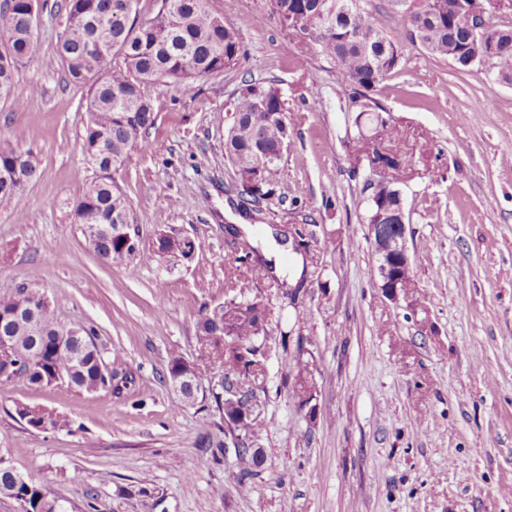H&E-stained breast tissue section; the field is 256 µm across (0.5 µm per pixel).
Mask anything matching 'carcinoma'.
<instances>
[{
	"label": "carcinoma",
	"instance_id": "carcinoma-1",
	"mask_svg": "<svg viewBox=\"0 0 512 512\" xmlns=\"http://www.w3.org/2000/svg\"><path fill=\"white\" fill-rule=\"evenodd\" d=\"M363 0H273L275 13L283 20L295 16L300 30L309 37L313 51L336 66L343 85L349 88L347 108L368 115L375 125L392 135L400 134L388 111L373 94L377 87L402 66L401 48L386 35L376 16L366 10ZM137 0H67L68 29L58 46V54L69 77L80 82L91 74H101L95 92L86 105L88 121L82 149L95 170L82 197L73 202V223L87 229L108 226L112 232L90 239L96 254L110 264H126L137 245L115 230L130 222L129 203L112 179L123 167L130 151L148 146L146 133L154 123L152 88L160 81L183 83L223 71L241 55L238 34L224 27L223 17L209 7V0H162L156 18L138 25L130 21ZM408 0H389L390 11L399 15L411 41L419 43L434 57L451 60L461 71L474 67L456 55L461 45L476 52L473 29L463 21L461 0H420L411 11ZM34 0H0V99L11 96L20 64L30 58L33 42ZM485 34L497 36V56L493 63L496 78L512 82V25L494 23ZM124 57L125 67L108 69L113 51ZM285 102L280 91L261 82L242 89L235 102V120L227 131L224 152L234 167L262 173L256 183L242 187L243 194L256 203L273 194L267 175L282 159L290 141ZM34 152L15 143H0V199L20 192L38 173ZM57 301L45 292L26 285L16 286L0 296V337L19 347L21 369L35 387L64 381L79 394L113 390L119 394L132 375L114 367L103 374V350L93 342L91 326H79L65 348L56 336L60 321ZM267 315L264 300L235 298L222 308H204L197 321V335L209 356L224 360L228 370L252 373L259 368L256 345L262 328L260 316ZM297 397L315 384L307 363L297 360ZM19 418L32 429L48 431L67 426L61 417L44 409L19 405ZM259 423L253 418L234 427L239 441L238 458L243 464L242 489L263 464L262 455L248 447L256 437ZM0 494L27 505L26 512H67L37 484L7 463L0 465Z\"/></svg>",
	"mask_w": 512,
	"mask_h": 512
}]
</instances>
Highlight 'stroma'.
<instances>
[{"instance_id": "stroma-1", "label": "stroma", "mask_w": 512, "mask_h": 512, "mask_svg": "<svg viewBox=\"0 0 512 512\" xmlns=\"http://www.w3.org/2000/svg\"><path fill=\"white\" fill-rule=\"evenodd\" d=\"M65 5L37 0L34 51L15 78L24 107L0 100V142L21 132L39 159L37 176L0 201V287L58 299L59 318L93 326L133 381L118 395L0 382V450L15 468L68 512H512V84L483 66L458 71L388 19L404 62L376 97L403 135L364 136L401 161L389 176L409 213L416 291L395 304L371 275L362 190L373 169L352 164L361 135L335 66L271 0H210L242 54L222 72L155 86L150 146L114 175L140 242L130 277L71 216L94 177L81 143L98 79L70 80L57 53ZM251 81L279 89L293 125L274 193L257 204L241 200L224 156ZM230 224L254 231L235 237ZM268 227L298 232L301 279L255 278L241 262ZM171 231L195 240L191 257L156 251ZM238 288L268 305L265 374L238 381L255 393L264 456L245 491L211 396L224 366L196 332L203 306ZM175 355L198 368L196 398L179 410L166 380ZM300 359L313 413L294 392ZM20 403L69 426L31 429Z\"/></svg>"}]
</instances>
